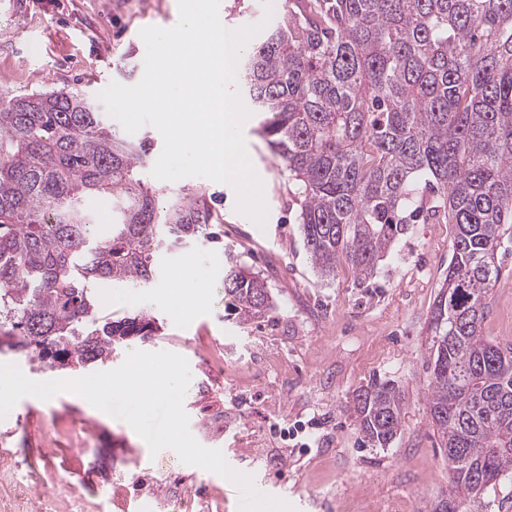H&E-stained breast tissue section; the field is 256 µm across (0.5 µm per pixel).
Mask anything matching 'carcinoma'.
<instances>
[{
  "label": "carcinoma",
  "instance_id": "obj_1",
  "mask_svg": "<svg viewBox=\"0 0 512 512\" xmlns=\"http://www.w3.org/2000/svg\"><path fill=\"white\" fill-rule=\"evenodd\" d=\"M240 67L320 276L345 265L363 283L412 225L455 226L427 397L455 494L476 502L512 470V347L482 335L512 224V0H285ZM147 156L78 90L0 95V352L76 371L160 332L143 315L98 317L95 294L150 283L162 250L206 234L203 194L158 208L139 177ZM103 197L118 210L101 226L88 202ZM224 294L246 321L270 308L244 266ZM353 408L372 446L394 441V384L372 381Z\"/></svg>",
  "mask_w": 512,
  "mask_h": 512
}]
</instances>
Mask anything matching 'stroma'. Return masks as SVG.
Instances as JSON below:
<instances>
[{"label":"stroma","mask_w":512,"mask_h":512,"mask_svg":"<svg viewBox=\"0 0 512 512\" xmlns=\"http://www.w3.org/2000/svg\"><path fill=\"white\" fill-rule=\"evenodd\" d=\"M177 0H0V94L81 90L90 100L111 82L131 86L144 73L142 28L174 27ZM251 115L243 128L248 155L268 207L265 228L236 209L229 186L202 177L145 182L170 197L203 192L212 212L211 236L162 251L146 285H125L122 303L106 300L100 315L118 320L144 312L162 329L137 349L186 358L192 384L184 398L189 429L203 446L221 450L253 487L294 512H434L451 493L448 458L427 410L426 357L435 297L448 273L450 224H416L380 262L375 277L355 283L348 268L320 277L303 243L298 207L285 163L271 154ZM202 259L207 282L192 308L167 312L155 304L162 286ZM500 281L488 299L486 338L512 344V232L498 250ZM267 284L273 305L243 322L224 294L230 263ZM224 358L216 376L211 352ZM401 391L402 428L386 448L364 442L352 399L372 380ZM314 427L317 444L298 447L286 431ZM0 449L21 453L20 466L0 465V512H16L15 481L68 512L67 496L86 512H239L230 480L185 464L170 449L151 454L126 422L95 410L83 397L20 399L0 420Z\"/></svg>","instance_id":"35a3bbf8"}]
</instances>
